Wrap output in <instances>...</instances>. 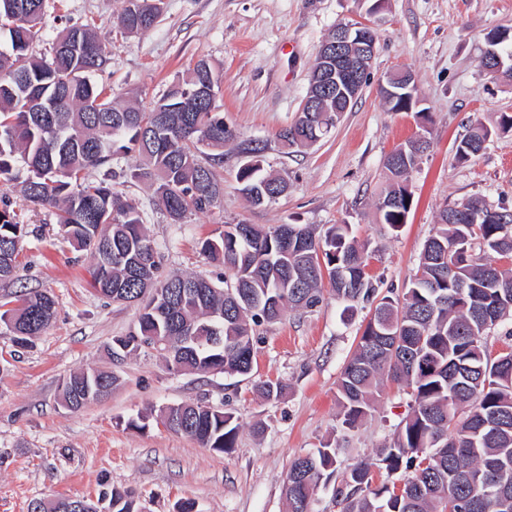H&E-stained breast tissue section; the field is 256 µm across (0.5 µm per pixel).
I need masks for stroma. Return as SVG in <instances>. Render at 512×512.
Here are the masks:
<instances>
[{
	"mask_svg": "<svg viewBox=\"0 0 512 512\" xmlns=\"http://www.w3.org/2000/svg\"><path fill=\"white\" fill-rule=\"evenodd\" d=\"M124 0H47L36 51L46 52L67 25L91 24L108 62L95 74L114 97L148 109L174 76L199 59L222 79L217 99L233 137L218 174L220 204L172 224L142 181L127 172L136 154L121 157L115 189L134 201L167 274L221 275L200 250L201 241L227 224L351 225L366 246L367 272L380 291L403 294L423 245L443 209L471 199L512 211V132L493 134L485 149L459 161L456 147L469 125L493 128L512 115V80L481 66L486 35L512 28V0H164L154 28L124 33L112 20ZM370 22L377 48L370 78L335 128L298 152L282 147L306 97L318 50L341 22ZM412 71L414 110H389L378 84ZM431 120L421 123L419 112ZM427 125L432 143L411 174L413 203L406 224H381L375 204L387 186V155ZM288 184L264 207L251 206L237 175L251 154ZM26 235L13 281L0 283V305L17 291L51 295L56 316L24 347L0 324V512H30L33 501L97 498L109 487L135 492L145 512H174L177 502L196 512H285L283 487L291 462L326 442L343 441L336 471L389 443L413 402L402 384L386 381L368 418L341 434L336 384L373 312L370 302L345 308L325 295L317 307L289 311L254 329L253 371L247 376L190 374L168 368L155 351L113 360L115 337L135 325L138 308L98 294L90 284V253L64 240L51 212L33 209L18 185L0 183ZM90 369L115 373L112 393L71 411L61 384ZM281 382L282 395L257 396L261 380ZM194 402L230 412L241 429L230 452L201 447L158 423L159 409Z\"/></svg>",
	"mask_w": 512,
	"mask_h": 512,
	"instance_id": "stroma-1",
	"label": "stroma"
}]
</instances>
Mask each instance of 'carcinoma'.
<instances>
[{"label": "carcinoma", "mask_w": 512, "mask_h": 512, "mask_svg": "<svg viewBox=\"0 0 512 512\" xmlns=\"http://www.w3.org/2000/svg\"><path fill=\"white\" fill-rule=\"evenodd\" d=\"M118 24L137 35L154 27L162 14L155 0H125ZM46 0H0V182H20L23 200L48 209L68 242L90 252L93 285L106 298L139 304L137 322L126 334L135 351L155 336H167L174 354L165 356L178 372L247 376L254 360L253 326L279 319L288 310L313 309L323 301L321 284L329 278L337 300L354 303L375 297L365 271V246L351 225L332 224L316 231L306 224H226L207 237V259L231 273L220 286L198 276L160 274L161 257L150 251L140 210L112 188V160L136 152L144 165L130 177L148 183L171 223L187 214L206 213L220 203L223 184L215 166L224 157L232 133L214 102H195L193 92L211 83L220 91L213 67L193 66L174 79L153 107L141 110L112 97L92 74L103 68L105 46L95 28H64L56 44L79 34L75 52H52L46 59L33 51ZM336 97L326 95L314 130L301 132L309 147L335 127ZM486 127L477 124L461 140L466 161L483 149ZM213 151L200 160L198 145ZM27 167L20 178L16 163ZM390 189L376 208L381 223L396 230L412 205L409 173L387 167ZM240 191L269 203L286 191L273 173L261 174L254 161L238 172ZM24 225L10 204H0V282L15 275V259ZM512 213L491 211L478 201L443 209L435 233L423 247L416 273L400 296L380 298L356 351L337 383L339 422L344 431L361 426L372 409L384 377L412 391L414 404L392 441L375 456L354 464L336 480V452L331 444L296 458L290 468L299 478L286 481L287 512H312L321 488L332 487L340 512H512V352L491 359L484 336L512 318ZM467 281L458 287L448 265ZM55 301L42 293L17 296L0 313L14 325L23 346L51 324ZM118 378L104 371H83L65 379L62 403L75 410L79 387L96 391L99 381ZM265 399L281 395L283 385L264 380L254 385ZM158 416L167 429L193 438L204 448L224 453L235 447L240 423L219 408L193 402L165 407ZM431 454L421 467L415 449ZM407 473L403 491L395 484L373 485L374 469ZM112 512H140L131 490L102 492Z\"/></svg>", "instance_id": "carcinoma-1"}]
</instances>
